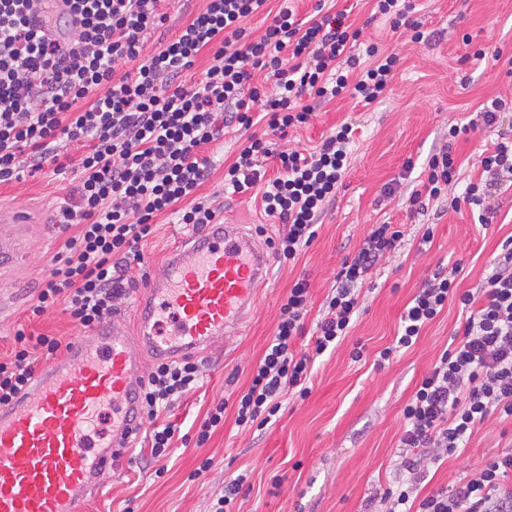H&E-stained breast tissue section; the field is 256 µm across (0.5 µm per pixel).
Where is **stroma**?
I'll list each match as a JSON object with an SVG mask.
<instances>
[{
    "mask_svg": "<svg viewBox=\"0 0 512 512\" xmlns=\"http://www.w3.org/2000/svg\"><path fill=\"white\" fill-rule=\"evenodd\" d=\"M430 39L421 43L397 36L386 19H370L365 0H335L346 9L365 39L382 52L395 53L399 64L389 90L379 101L363 107L338 97L321 105L313 121L292 129L279 149L313 146L330 128L348 121L356 128L350 165L335 201L326 212L317 237L297 261L271 259L270 274L261 287V302L238 336L219 339L201 358L203 380L198 389L175 400L163 420L176 424L167 473L155 477L141 456L150 440L137 435L132 448L97 489L84 512H210L224 482L250 471L249 484L234 501L232 512H364L365 505L387 488L401 460V413L416 385L461 330L466 315L449 304L425 327L417 343L400 351L390 366L376 370L371 362L356 361L351 352L363 345L373 354L389 345L400 317L428 270L445 263H462L460 290L480 287L491 273L501 244L512 236V189L503 193L497 217L480 224L479 209L461 205L441 219L411 216L403 182L398 192L382 198L385 184L399 179L406 160L423 165L433 145L446 135L449 123L468 122L481 104L497 96L512 100V77L492 60L474 61V49L487 46L512 55V0H415ZM471 43H464V36ZM266 122L251 131L220 132L200 154L212 165L199 196L222 210L229 224H247L276 238L279 224L261 216L250 193H224V167L231 163L248 134L263 135ZM512 133V112H503L498 125L461 137L454 146L460 168L453 195L479 177L477 158L499 133ZM70 168L57 175L52 169L0 184V208L25 210L27 248L24 255L0 261V357L15 346L17 331L48 335L70 342L77 336L63 305L45 315H33L31 305L43 286L48 266L65 236L66 213L76 202L73 168L82 154L79 145L59 143ZM402 225L404 238L397 249L373 270L361 299L363 310L347 338L320 359L306 400L284 398L276 418L261 430H244L226 410L224 425L205 444L197 432L208 410L222 399H234L248 384L261 358L279 304L300 276L311 283L309 318L318 311L332 287L343 260L352 254L370 225ZM153 234L142 243L144 267L131 272L145 286L149 269L162 266L169 255L192 236L190 226L165 213L154 220ZM433 229L430 245L420 246L425 229ZM512 447V420L491 418L475 430L464 453L429 466V488H452L478 468ZM210 461L200 471L202 461ZM280 488H273V479Z\"/></svg>",
    "mask_w": 512,
    "mask_h": 512,
    "instance_id": "stroma-1",
    "label": "stroma"
}]
</instances>
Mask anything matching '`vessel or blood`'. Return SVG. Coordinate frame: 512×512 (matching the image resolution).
<instances>
[{
    "label": "vessel or blood",
    "instance_id": "1",
    "mask_svg": "<svg viewBox=\"0 0 512 512\" xmlns=\"http://www.w3.org/2000/svg\"><path fill=\"white\" fill-rule=\"evenodd\" d=\"M268 275L266 245L239 224L208 226L150 271L133 306L136 337L115 325L75 338L0 406V512H83L137 432L143 357H197L240 334Z\"/></svg>",
    "mask_w": 512,
    "mask_h": 512
}]
</instances>
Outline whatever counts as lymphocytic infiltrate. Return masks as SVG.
<instances>
[{"label":"lymphocytic infiltrate","mask_w":512,"mask_h":512,"mask_svg":"<svg viewBox=\"0 0 512 512\" xmlns=\"http://www.w3.org/2000/svg\"><path fill=\"white\" fill-rule=\"evenodd\" d=\"M51 3L68 24L69 39L45 27ZM414 9L412 0H374L372 6L374 16L388 18L393 31H405L418 43L425 34ZM267 10L268 0H203L173 37L149 52L146 35L167 21L161 0H0V183L20 179L27 158L40 166L54 163L55 173H63L54 142L82 148L75 169L76 229L57 254L34 314L62 300L80 330L92 332L133 293L136 282L129 272L144 260L140 243L151 234L153 217L175 210L180 223L197 230L216 223L217 209L198 196L209 161L197 152L216 140L220 128L250 127L259 112L282 138L289 128L308 124L324 101L346 94L369 105L383 95L398 57L364 41L362 28L346 12H320L304 21L283 6L259 38H249L245 21ZM206 49L212 56L197 81L178 85ZM506 108L496 98L467 124L449 127L408 196L411 215L427 212L432 202L455 209L465 202L479 208L480 223H492L498 191L512 188L511 133L499 134L480 154L481 177L467 186L463 199L449 198L448 188L456 181V141L496 125ZM353 134L344 123L316 148L279 153L252 135L225 169V188H259L265 214L282 226L280 259L298 258L315 239L343 185ZM273 155L279 167L269 179L263 163ZM403 236L396 225H372L338 271L312 345L303 351L294 350L293 341L305 329L310 283L294 282L246 388L234 403L223 400L209 410L198 444L223 426L227 409H234L237 426L260 429L278 414L282 397L309 396L316 360L345 339L365 281ZM459 273L455 265L424 277L393 345L374 359L375 367L385 368L395 350L413 346L448 304L466 311L460 340L441 353L402 410L404 453L381 498L382 512H512V449L453 489L417 493L430 463L462 454L474 430L491 417L512 418V238L503 242L497 266L480 288L458 291ZM15 341V350L0 359V404L30 385L40 356L55 355L62 346L55 337L32 340L21 330ZM201 377V364L186 358L157 364L146 378L139 414L151 427L156 476L165 473L160 462L175 436L173 425L161 423L159 415Z\"/></svg>","instance_id":"1"}]
</instances>
